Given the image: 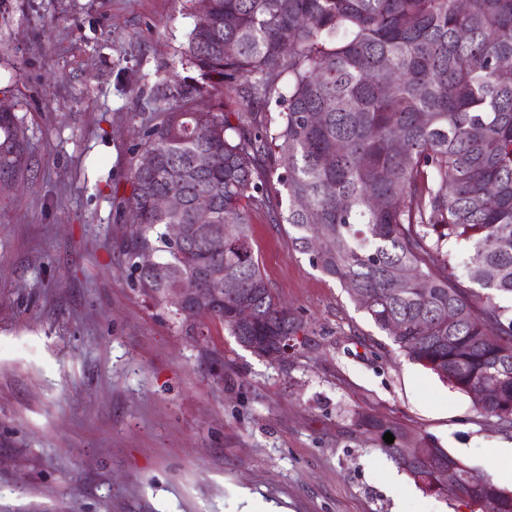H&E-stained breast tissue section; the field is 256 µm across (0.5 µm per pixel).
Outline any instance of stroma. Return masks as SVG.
I'll use <instances>...</instances> for the list:
<instances>
[{
	"label": "stroma",
	"instance_id": "1",
	"mask_svg": "<svg viewBox=\"0 0 512 512\" xmlns=\"http://www.w3.org/2000/svg\"><path fill=\"white\" fill-rule=\"evenodd\" d=\"M195 0H0V90L32 176L0 193V512H469L415 485L354 413L434 438L512 490V431L408 360L253 209L251 242L301 328L285 359L133 288V149L189 76Z\"/></svg>",
	"mask_w": 512,
	"mask_h": 512
}]
</instances>
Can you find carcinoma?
<instances>
[{
    "label": "carcinoma",
    "mask_w": 512,
    "mask_h": 512,
    "mask_svg": "<svg viewBox=\"0 0 512 512\" xmlns=\"http://www.w3.org/2000/svg\"><path fill=\"white\" fill-rule=\"evenodd\" d=\"M181 58L196 76L166 86L171 106L135 148L155 165L134 163L121 202L134 284L164 301L174 275L217 289L206 317L234 337L295 335L300 324L251 247L250 211L269 200L275 172L288 201L279 219L313 266L409 360L461 392L490 391L480 414L512 428V316L496 302L512 295V0H470L465 10L457 0H208ZM226 90L242 102L235 124ZM203 95L211 107L199 112L190 103ZM273 96L282 107L275 130L252 127L248 115ZM30 171L22 118L0 110V177ZM168 194L183 207L157 210L154 198ZM202 197L212 202L206 217L196 213ZM201 222L231 233L197 247L168 239L167 225ZM453 241L471 246L467 286L454 272ZM145 249L159 269L136 266ZM213 264L224 266L219 284L201 277ZM244 302L255 311L245 331L234 322ZM353 426L381 440L391 433L381 451L438 498L448 491L430 469L401 465L404 443L466 482L463 459L413 430L360 413ZM475 498L477 512H512V491L492 478Z\"/></svg>",
    "instance_id": "carcinoma-1"
}]
</instances>
